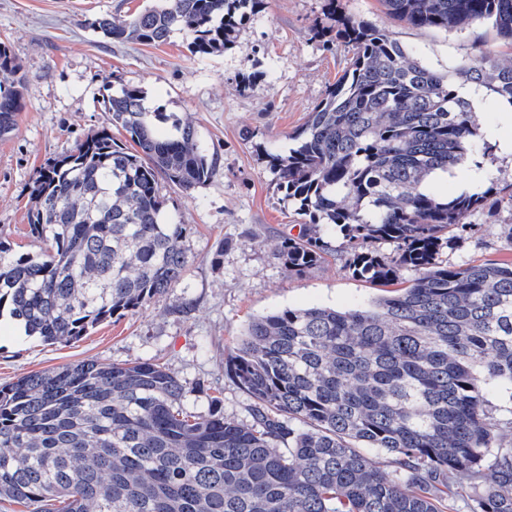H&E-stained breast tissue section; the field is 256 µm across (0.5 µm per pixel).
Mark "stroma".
<instances>
[{
	"instance_id": "stroma-1",
	"label": "stroma",
	"mask_w": 512,
	"mask_h": 512,
	"mask_svg": "<svg viewBox=\"0 0 512 512\" xmlns=\"http://www.w3.org/2000/svg\"><path fill=\"white\" fill-rule=\"evenodd\" d=\"M144 0H0V43L29 78L17 129L0 139V239L34 253L30 187L37 171L70 153L109 123L101 105L111 80L143 90L150 107L194 121L216 170L192 195L164 188L166 207L186 227L192 258L183 283L144 307L112 318L68 344L43 342L0 319V385L85 359L103 364H164L184 386L182 404L207 414L219 398L226 418L248 416L249 395L226 371L250 321L285 308L358 309L381 295L378 283L353 277L342 236L328 237L317 266L293 275L279 255L301 218L267 168L264 149L291 147V134L341 75L353 50L322 34L325 0H264L260 13L231 33L223 51L200 59L188 35L160 46L104 39L93 27L107 15H126ZM344 10L413 49L427 66L447 69L477 49L503 51L495 34L476 26L462 32L413 27L394 19L378 0H341ZM264 69L272 77L241 89L243 76ZM476 120L497 150L481 173L462 168L435 180L437 194L483 191L493 182L512 190V155L498 147L512 136V117L488 106ZM472 231L445 251L449 262L507 260L503 236L512 209L493 217L474 212ZM223 249L220 264L211 257Z\"/></svg>"
}]
</instances>
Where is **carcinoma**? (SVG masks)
I'll use <instances>...</instances> for the list:
<instances>
[{"label": "carcinoma", "instance_id": "carcinoma-1", "mask_svg": "<svg viewBox=\"0 0 512 512\" xmlns=\"http://www.w3.org/2000/svg\"><path fill=\"white\" fill-rule=\"evenodd\" d=\"M379 2L408 25L482 26L512 49V0ZM261 7L147 0L95 28L154 46L184 32L203 57ZM325 7L354 56L291 136L296 146L265 150L305 219L280 254L299 274L339 233L351 274L386 293L351 311L254 319L229 361L254 399L247 420L225 418L217 397L208 414L188 413L183 385L154 362L86 359L0 385V501L31 512H445L465 477L470 512H512V410L495 415L485 396L490 385L512 391V262L438 260L466 213L512 206V193L428 190L493 155L463 90L474 84L512 105V53L436 70L339 0ZM27 84L0 43L1 138L16 129ZM103 87L110 125L33 182L28 220L44 247L17 255L0 240V313L52 344L182 283L186 228L160 182L189 196L215 171L193 121L147 109L137 87ZM377 242L393 246L390 259ZM404 270L416 276L403 281Z\"/></svg>", "mask_w": 512, "mask_h": 512}]
</instances>
